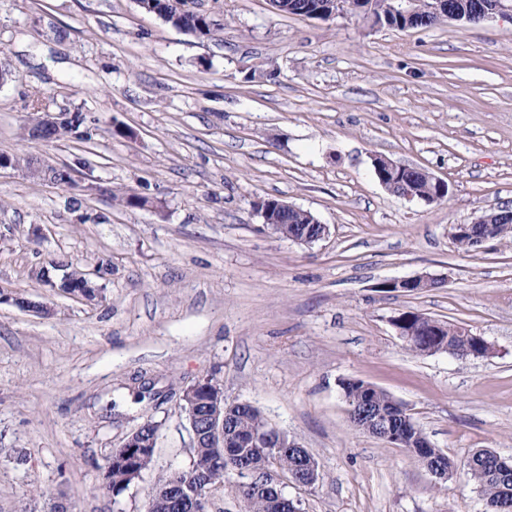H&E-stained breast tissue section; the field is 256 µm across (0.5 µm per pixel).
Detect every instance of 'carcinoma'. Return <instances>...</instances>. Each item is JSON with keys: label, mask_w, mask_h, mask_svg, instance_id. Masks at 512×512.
Instances as JSON below:
<instances>
[{"label": "carcinoma", "mask_w": 512, "mask_h": 512, "mask_svg": "<svg viewBox=\"0 0 512 512\" xmlns=\"http://www.w3.org/2000/svg\"><path fill=\"white\" fill-rule=\"evenodd\" d=\"M375 13L382 21V25L388 27H400V23L390 10V0H373ZM146 7L159 13L166 21L172 23L185 34L198 39L211 37L219 28L220 23L210 15L182 12L174 6V0H148ZM87 117L82 112H68L64 119L58 122H46L39 120L29 129V136L34 139L60 141L69 138L85 125ZM7 160L18 168H24L35 179L45 177L57 184H70L73 182L71 169L68 167H48L44 175H38L39 162L28 156L13 155ZM383 180L389 192L399 196L409 190L414 195L431 200L437 195L438 189L434 182L417 171H407L403 175L395 177L385 173ZM283 232L292 228L305 229L309 226V220L305 212L287 213L281 220ZM443 336L424 337L421 316L413 313L406 329L414 334L412 341L407 343L409 350L419 354L429 346H435L444 340H449L457 346L465 345V340L458 335L457 327L444 324ZM344 398L350 407H360L367 399L372 401L377 410L383 412L391 424L393 433L404 441L409 448H414L417 453L414 458L426 469H431L436 462H441L448 469V474L462 470L477 486L484 501L496 502L501 499L504 490H512V469L498 474H490L481 469L482 462L472 467L469 461L460 464L447 457L436 456L435 449L423 447L426 435L412 424V418L405 409H400L393 404V397L382 389L361 379H347L341 382ZM225 426L228 434V448L230 454L224 456L214 448H200L193 459L190 469L177 474L170 473L161 476L157 486L164 487L176 480L180 483H189L195 488L198 486V478L205 480V486L212 489L222 486L228 476L243 465H248L255 474H263L269 458L275 454V449L268 446L264 440L267 421L257 408L242 410L238 407L229 409L225 413ZM130 486L127 466L121 463H107L105 482L103 489L118 496ZM275 492L267 490L242 489L239 492L241 512H275L272 505Z\"/></svg>", "instance_id": "carcinoma-1"}]
</instances>
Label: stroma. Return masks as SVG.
<instances>
[{
	"instance_id": "35a3bbf8",
	"label": "stroma",
	"mask_w": 512,
	"mask_h": 512,
	"mask_svg": "<svg viewBox=\"0 0 512 512\" xmlns=\"http://www.w3.org/2000/svg\"><path fill=\"white\" fill-rule=\"evenodd\" d=\"M198 5L224 24L213 38L136 0H0V153L74 179L0 172V289L52 310L0 303V512H50L44 488L73 512H147L158 478L193 463L179 396L205 377L314 458L319 481L284 488L301 512H484L463 473L435 478L353 427L340 383L388 392L454 461H512V241L464 251L452 236L512 208V20L402 30L269 0ZM64 109L86 114L89 141L28 137L37 113ZM377 155L447 195L391 194ZM266 196L328 236H277L253 207ZM58 257L98 279V301L35 278ZM423 273L446 283L380 287ZM405 311L491 352L415 354L391 324ZM145 384L154 395L137 401ZM148 417L151 467L102 491L107 458ZM4 157L17 168H24L31 173L32 178L37 180L40 179V176H44V179L47 178L48 181L55 182L57 184H71L73 182L71 169L68 167H47L46 170H42L40 174H36L38 172V165L40 164L37 160L28 156L21 155H1L0 157ZM44 173V174H43Z\"/></svg>"
}]
</instances>
